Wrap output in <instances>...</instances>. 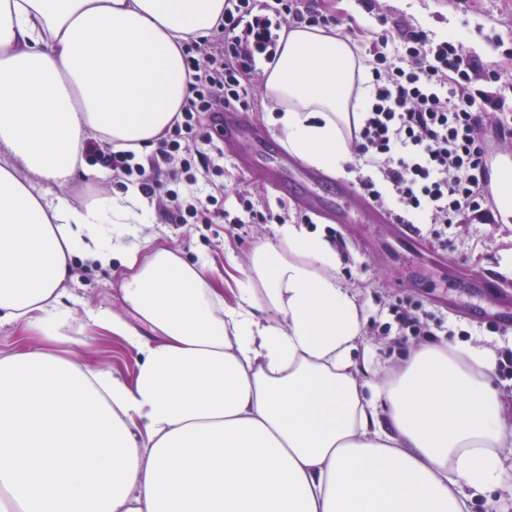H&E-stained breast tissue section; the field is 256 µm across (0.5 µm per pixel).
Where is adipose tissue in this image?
Here are the masks:
<instances>
[{
  "mask_svg": "<svg viewBox=\"0 0 512 512\" xmlns=\"http://www.w3.org/2000/svg\"><path fill=\"white\" fill-rule=\"evenodd\" d=\"M223 16L224 0H0V326L58 341L73 255L111 263L106 224L138 238L120 291L140 321L88 314L138 352L129 382L42 348L0 357V512H468L511 478L489 350L425 343L375 380L328 242L281 225L287 254L250 266L265 304L246 283L230 305L140 236L136 187L59 194L89 134L138 153L170 127L183 45ZM261 69L289 151L343 170L370 81L349 42L286 29Z\"/></svg>",
  "mask_w": 512,
  "mask_h": 512,
  "instance_id": "adipose-tissue-1",
  "label": "adipose tissue"
}]
</instances>
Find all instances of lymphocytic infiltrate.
Here are the masks:
<instances>
[{
    "label": "lymphocytic infiltrate",
    "instance_id": "lymphocytic-infiltrate-1",
    "mask_svg": "<svg viewBox=\"0 0 512 512\" xmlns=\"http://www.w3.org/2000/svg\"><path fill=\"white\" fill-rule=\"evenodd\" d=\"M227 2L218 38L183 52L191 95L181 122L160 138L154 162L143 165L131 151L104 153L96 138L84 147L85 158L101 160L113 176L134 180L143 195L191 218L224 203L223 185L205 190L190 174L197 159L216 172L224 166L223 148L197 131V114L212 118L231 103L250 108L256 62L275 61L281 28L355 31L353 23L310 11L303 0ZM379 42L371 61L372 95L351 150L391 186L396 203L420 213L424 223L467 224L491 215L480 130L493 114L500 139L512 140V114L504 110L512 82L468 55L454 37L437 42L411 28L383 33Z\"/></svg>",
    "mask_w": 512,
    "mask_h": 512
}]
</instances>
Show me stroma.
Returning a JSON list of instances; mask_svg holds the SVG:
<instances>
[{
	"mask_svg": "<svg viewBox=\"0 0 512 512\" xmlns=\"http://www.w3.org/2000/svg\"><path fill=\"white\" fill-rule=\"evenodd\" d=\"M305 3L321 13L354 19L359 38L352 48L360 59L383 31L420 27L438 41L457 37L471 54L512 70V59L504 58L489 42L496 34L512 48V0H379L372 12L364 0ZM243 146L240 140L223 146L220 180L226 210L235 218L242 215L238 196L245 193L258 208L287 213L289 221L304 225L336 246L341 258L337 275L364 306L365 342L382 367L401 366L413 348L424 342L423 337L399 330L394 319L398 311L427 315L436 341L455 352L477 344L497 352L512 347V329L498 328L490 317L492 309L512 304V221L504 222L497 212L488 221L450 225L444 245L426 229L414 239L394 224H367L360 219L334 224L274 189L267 176L276 164L274 157L261 158L250 170L239 169ZM88 169L89 176L75 177L61 190L64 200L77 204L93 193L101 199L122 194L120 182L104 177L103 163H89ZM148 210L151 222L144 225V234L177 248L188 263L206 264L211 287L230 304L235 301L238 283L247 278L255 248L280 244L274 224H182L157 203H149ZM71 268L64 283V302L71 311L62 329L66 349L81 364L132 380L136 352L121 337L92 325L84 315L91 309L128 317L120 300L122 265L102 270L77 254ZM477 272L493 280V287H470V278Z\"/></svg>",
	"mask_w": 512,
	"mask_h": 512,
	"instance_id": "obj_1",
	"label": "stroma"
}]
</instances>
